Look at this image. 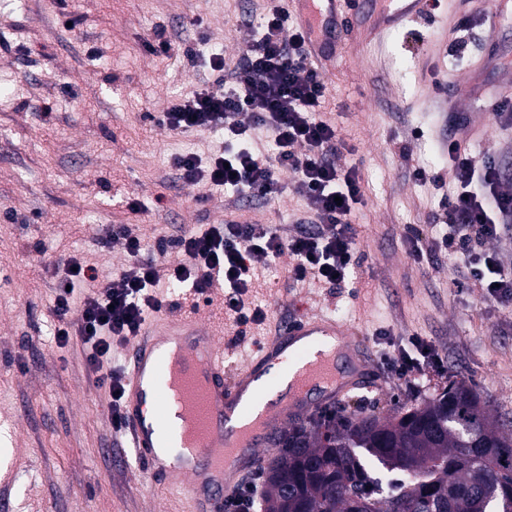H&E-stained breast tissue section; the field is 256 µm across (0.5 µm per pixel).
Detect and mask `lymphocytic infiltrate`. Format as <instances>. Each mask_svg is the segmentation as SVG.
I'll use <instances>...</instances> for the list:
<instances>
[{"label": "lymphocytic infiltrate", "mask_w": 512, "mask_h": 512, "mask_svg": "<svg viewBox=\"0 0 512 512\" xmlns=\"http://www.w3.org/2000/svg\"><path fill=\"white\" fill-rule=\"evenodd\" d=\"M261 34L247 41L234 67L223 53L208 54L212 78L172 100L158 119L174 134L208 131L222 134L224 145L208 157L190 153L173 159L183 185L205 184L237 195L271 202L287 190L303 198L313 230L282 240L267 224L225 217L206 231L178 238L156 236L154 245L127 226L114 228L129 257L126 268L105 290L94 289L98 269L81 254L55 264L58 280L52 303L53 340L79 339L89 370L112 397V427L125 432L121 412L123 374L112 368L114 347L134 339L149 317L178 304L163 286H179L194 304L221 303L230 321L233 343L250 336L267 319L251 288L258 263L290 253L289 278L337 287L358 267L357 230L351 217L364 206L359 166L338 167L336 154L350 145L326 116L328 85L312 58L305 30L292 23L285 7H270L261 17ZM416 181L452 187L441 205L447 228L432 246L447 250L487 292L490 301L512 304V263L501 251L512 229V195L501 191L502 173L493 156H475L459 141L448 143V170L416 167ZM178 249L179 262L161 261ZM86 286L79 312H72L73 288ZM401 353L382 360L398 380L416 383L443 361L427 341L415 336Z\"/></svg>", "instance_id": "f902f5d3"}]
</instances>
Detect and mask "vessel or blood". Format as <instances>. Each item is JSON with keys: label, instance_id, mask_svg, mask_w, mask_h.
<instances>
[{"label": "vessel or blood", "instance_id": "vessel-or-blood-1", "mask_svg": "<svg viewBox=\"0 0 512 512\" xmlns=\"http://www.w3.org/2000/svg\"><path fill=\"white\" fill-rule=\"evenodd\" d=\"M367 2L287 0L286 6L304 22L315 58L328 63L336 57L339 5L358 10ZM432 8L433 0H381L369 34L379 36ZM457 99L454 92L441 98L458 114L450 135L482 133L484 122L459 111ZM349 334L346 325L323 314L296 318L258 345L244 366L229 371L217 333L198 314L155 320L125 357L122 410L138 458L160 484L183 493L190 512H224L225 498L256 467L258 450L271 446L278 430L365 384L373 361L346 343ZM275 368L293 372L294 379L277 409L267 414L255 383ZM150 395L157 410L149 421L144 402Z\"/></svg>", "mask_w": 512, "mask_h": 512}]
</instances>
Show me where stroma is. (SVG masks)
<instances>
[{
	"label": "stroma",
	"instance_id": "stroma-1",
	"mask_svg": "<svg viewBox=\"0 0 512 512\" xmlns=\"http://www.w3.org/2000/svg\"><path fill=\"white\" fill-rule=\"evenodd\" d=\"M264 0H68L72 29L59 22L58 0H25L0 8V512H184L185 501L163 492L112 429L111 395L86 365L79 341L57 347L50 307L57 286L47 265L80 252L109 287L123 271L125 224L150 239L220 224L236 212L274 225L282 238L299 230L301 197L267 203L177 182L173 154H206L218 143L206 131L176 135L155 121L172 97L211 74L204 59L173 61L145 46L156 29L183 48L199 36L235 62L253 30L239 18L261 12ZM469 17L459 26L460 17ZM200 19V28L190 25ZM367 15L343 14L347 36L328 64L327 110L359 163L365 204L352 218L362 263L332 288L291 287L289 256L271 262L256 301L270 337L283 318L323 313L351 327L372 358L419 336L435 346L443 371L416 384L375 369L372 382L350 391L342 407L388 416L402 405L435 397L449 380L476 386L502 431L512 433V306L486 300L453 257L413 260L409 238L436 236L428 221L441 190L415 182L410 164L444 170L448 113L442 83L476 78L498 93L512 79V12H491L488 0H442L431 15L360 37ZM53 116L44 119L43 105ZM485 113L487 132L476 152H490L512 187V127L486 113L483 101L461 100ZM139 199L134 212L126 198Z\"/></svg>",
	"mask_w": 512,
	"mask_h": 512
}]
</instances>
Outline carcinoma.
Wrapping results in <instances>:
<instances>
[{
    "label": "carcinoma",
    "mask_w": 512,
    "mask_h": 512,
    "mask_svg": "<svg viewBox=\"0 0 512 512\" xmlns=\"http://www.w3.org/2000/svg\"><path fill=\"white\" fill-rule=\"evenodd\" d=\"M277 443L259 471L261 512H512V435L465 381L389 419L311 416ZM374 462L393 473L387 485Z\"/></svg>",
    "instance_id": "cac0c4a2"
}]
</instances>
